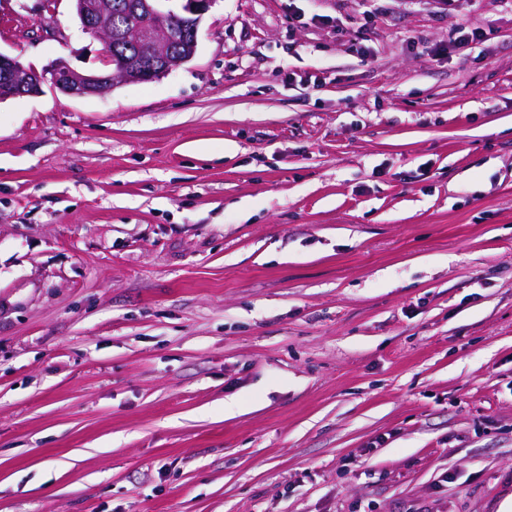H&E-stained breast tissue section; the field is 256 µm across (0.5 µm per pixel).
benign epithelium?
<instances>
[{
  "mask_svg": "<svg viewBox=\"0 0 512 512\" xmlns=\"http://www.w3.org/2000/svg\"><path fill=\"white\" fill-rule=\"evenodd\" d=\"M136 0L124 11L130 14L121 34L112 37V0H72L81 28L104 43L107 70L83 73L59 60L43 72L26 67L0 52V103L43 92L45 81L68 97L101 95L121 83L155 81L190 61L198 48V25L214 0ZM133 49V57L118 46Z\"/></svg>",
  "mask_w": 512,
  "mask_h": 512,
  "instance_id": "obj_1",
  "label": "benign epithelium"
}]
</instances>
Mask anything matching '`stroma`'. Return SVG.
<instances>
[{"mask_svg":"<svg viewBox=\"0 0 512 512\" xmlns=\"http://www.w3.org/2000/svg\"><path fill=\"white\" fill-rule=\"evenodd\" d=\"M0 52L104 66L71 0ZM510 501L512 0H214L0 103V512ZM126 0H72L74 17L81 28L104 45L107 70L83 73L63 60L38 72L17 58L0 52V103L43 92L50 74L51 87L68 97H89L112 91L121 83H145L160 79L173 68L190 61L198 48V25L214 0H134L123 6L130 12L126 26L112 47V27L122 25L116 5ZM112 15V26H111ZM169 23V25H167ZM106 41V42H105ZM133 48V57L118 45Z\"/></svg>","mask_w":512,"mask_h":512,"instance_id":"35a3bbf8","label":"stroma"}]
</instances>
